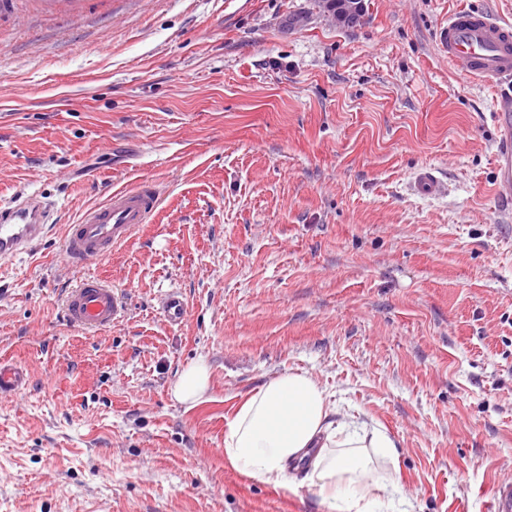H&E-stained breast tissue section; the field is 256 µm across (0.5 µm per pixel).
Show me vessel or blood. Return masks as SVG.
I'll use <instances>...</instances> for the list:
<instances>
[{"label":"vessel or blood","instance_id":"1","mask_svg":"<svg viewBox=\"0 0 512 512\" xmlns=\"http://www.w3.org/2000/svg\"><path fill=\"white\" fill-rule=\"evenodd\" d=\"M440 52L459 65L466 76L496 89L491 114L498 135L495 153V192L504 204L512 203V22L493 18L483 10L449 14L435 32ZM409 187L418 196L440 197L446 181L433 168L415 171ZM159 206L149 180L134 188L113 190L107 199L88 208L77 223L68 225L64 251L71 265L88 266L127 244ZM49 212L35 196H18L0 203V260L26 252L45 233ZM70 323L105 329L120 322L124 303L117 289L89 276L65 300ZM27 374L20 366L0 361V397L21 394Z\"/></svg>","mask_w":512,"mask_h":512}]
</instances>
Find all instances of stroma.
Here are the masks:
<instances>
[{
    "label": "stroma",
    "mask_w": 512,
    "mask_h": 512,
    "mask_svg": "<svg viewBox=\"0 0 512 512\" xmlns=\"http://www.w3.org/2000/svg\"><path fill=\"white\" fill-rule=\"evenodd\" d=\"M512 0H0V201L50 212L0 263V512H327L224 461L227 422L303 370L397 444L415 512H490L512 480V207L493 190L494 87L435 44L449 12ZM423 165L446 196L410 194ZM151 179L154 219L99 263L67 225ZM127 301L87 332L86 276ZM179 292L184 322L161 301ZM204 359L195 406L171 387ZM331 17L340 26H356L363 16V2L361 0H330ZM329 0H322L323 8L329 10ZM65 310L71 324L105 329L120 322L124 303L117 289L89 276L67 295ZM27 374L20 366L0 361V397L16 396L27 387Z\"/></svg>",
    "instance_id": "stroma-1"
}]
</instances>
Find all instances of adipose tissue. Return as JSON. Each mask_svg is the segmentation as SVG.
<instances>
[{
	"label": "adipose tissue",
	"mask_w": 512,
	"mask_h": 512,
	"mask_svg": "<svg viewBox=\"0 0 512 512\" xmlns=\"http://www.w3.org/2000/svg\"><path fill=\"white\" fill-rule=\"evenodd\" d=\"M209 385L204 361L183 368L174 397L196 405ZM224 460L251 482L292 483L290 469L305 462L302 482L328 512H381L398 479L377 475L373 455L394 458L395 442L377 427L338 417L327 388L307 372L268 378L235 412L224 432Z\"/></svg>",
	"instance_id": "adipose-tissue-1"
}]
</instances>
